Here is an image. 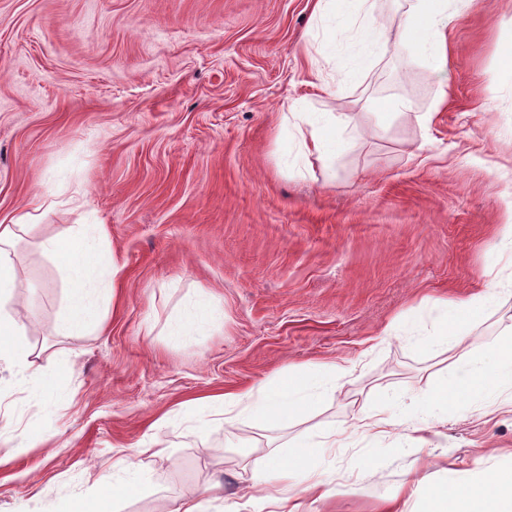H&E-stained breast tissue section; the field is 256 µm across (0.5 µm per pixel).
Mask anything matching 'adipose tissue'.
Wrapping results in <instances>:
<instances>
[{"instance_id": "ef3b65f1", "label": "adipose tissue", "mask_w": 512, "mask_h": 512, "mask_svg": "<svg viewBox=\"0 0 512 512\" xmlns=\"http://www.w3.org/2000/svg\"><path fill=\"white\" fill-rule=\"evenodd\" d=\"M407 2L403 19L407 37L428 58L433 70H443L448 0ZM374 7L375 0H317L314 18L319 21L337 14L360 19L366 31L367 51L378 55L385 53L388 45L374 27ZM350 121L349 115L339 112L314 125L309 141L304 144L307 153L323 161L330 160L344 147L343 141L335 137L336 129ZM33 220V214L27 212L12 223L0 224V304L9 299L16 279L11 248L19 231ZM40 248L45 256L58 262L72 285L67 329L97 324L101 307L91 294L90 284L101 255L99 237H50L41 241ZM497 297L495 287L490 285L468 306L442 303L438 307V332L417 338L418 348L441 354L454 351L464 339V328L483 321L493 310ZM492 352L498 360L495 369H488L480 358L454 367L426 392V402L432 408L445 409L465 397L479 396L489 406H496L498 390H512V324L503 328ZM347 373L346 367L337 364L308 366L285 374L270 386L225 393L213 399V420L229 425L247 412L267 427H278L310 411L321 394L333 390L337 379ZM342 442V437L333 434L317 442H295L286 460L277 452H268L262 466L251 470L250 487L255 493V503L276 505L279 512H298V494H307L317 502L325 500L329 491L324 481L313 476L310 463L317 448H332ZM414 497L427 503V512H512V469L463 474L449 468L438 476L424 473L422 464L418 463L408 488L389 496L383 512H409L408 503Z\"/></svg>"}]
</instances>
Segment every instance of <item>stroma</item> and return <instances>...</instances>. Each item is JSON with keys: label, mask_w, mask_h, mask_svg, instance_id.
I'll list each match as a JSON object with an SVG mask.
<instances>
[{"label": "stroma", "mask_w": 512, "mask_h": 512, "mask_svg": "<svg viewBox=\"0 0 512 512\" xmlns=\"http://www.w3.org/2000/svg\"><path fill=\"white\" fill-rule=\"evenodd\" d=\"M313 3L0 0V221L40 213L6 306L30 355L0 359V442L17 448L0 512H68L127 480L117 512H254L245 461L364 405L401 423L318 453L322 512H377L414 465L416 427L431 472L512 468V405L426 415L440 358L413 345L432 301L468 304L483 280L501 281L497 305L454 362L486 355L512 316V0H448L441 74L404 37L405 0H376L390 49L362 66L357 26L328 20L323 41ZM397 99L410 112L380 111ZM295 109L349 113L333 164L302 156ZM89 224L102 319L71 332L70 285L39 244ZM197 300L213 310L200 325ZM342 360L350 374L294 422L210 421V397Z\"/></svg>", "instance_id": "1"}]
</instances>
